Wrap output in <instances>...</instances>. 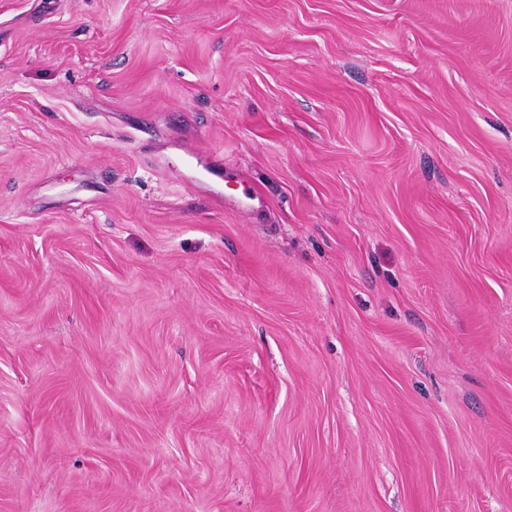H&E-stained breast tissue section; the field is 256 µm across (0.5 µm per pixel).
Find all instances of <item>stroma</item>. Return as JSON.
Masks as SVG:
<instances>
[{"mask_svg": "<svg viewBox=\"0 0 512 512\" xmlns=\"http://www.w3.org/2000/svg\"><path fill=\"white\" fill-rule=\"evenodd\" d=\"M0 512H512V0H0Z\"/></svg>", "mask_w": 512, "mask_h": 512, "instance_id": "35a3bbf8", "label": "stroma"}]
</instances>
